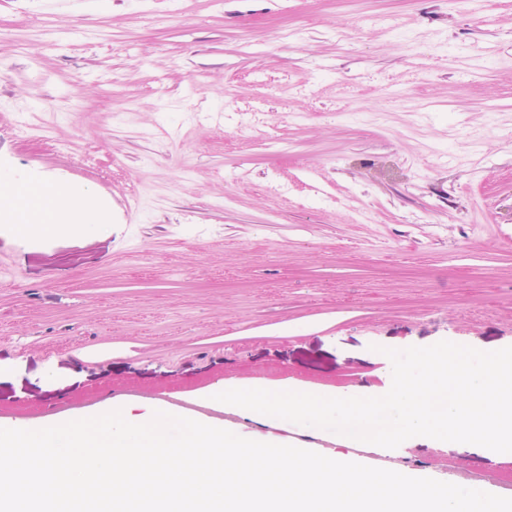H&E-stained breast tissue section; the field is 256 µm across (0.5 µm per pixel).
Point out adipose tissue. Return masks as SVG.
<instances>
[{
	"mask_svg": "<svg viewBox=\"0 0 512 512\" xmlns=\"http://www.w3.org/2000/svg\"><path fill=\"white\" fill-rule=\"evenodd\" d=\"M0 199L8 201L10 221L15 231L23 236H51L70 229H89L99 224L103 215L93 205L88 194L78 193L63 186L44 185L39 195L46 218L31 221V200L22 194L14 176L0 174Z\"/></svg>",
	"mask_w": 512,
	"mask_h": 512,
	"instance_id": "adipose-tissue-1",
	"label": "adipose tissue"
}]
</instances>
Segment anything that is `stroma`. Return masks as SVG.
Returning <instances> with one entry per match:
<instances>
[{
	"mask_svg": "<svg viewBox=\"0 0 512 512\" xmlns=\"http://www.w3.org/2000/svg\"><path fill=\"white\" fill-rule=\"evenodd\" d=\"M468 10L0 0V171L107 214L26 239L0 213V428L190 407L274 440L294 423L202 392L377 390L386 347L512 346V0ZM403 454L512 497V461Z\"/></svg>",
	"mask_w": 512,
	"mask_h": 512,
	"instance_id": "35a3bbf8",
	"label": "stroma"
}]
</instances>
